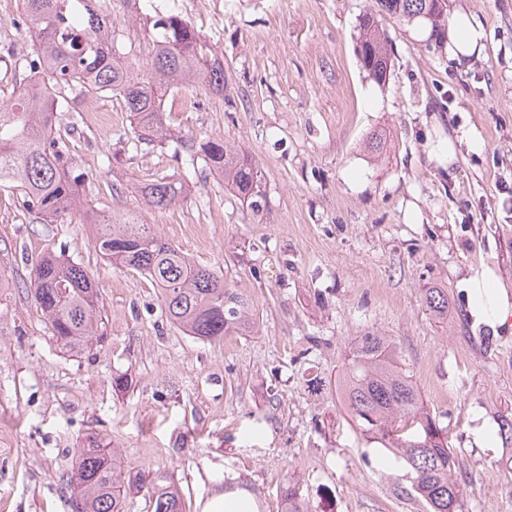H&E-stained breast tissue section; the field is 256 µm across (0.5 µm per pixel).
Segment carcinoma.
I'll return each mask as SVG.
<instances>
[{
	"mask_svg": "<svg viewBox=\"0 0 512 512\" xmlns=\"http://www.w3.org/2000/svg\"><path fill=\"white\" fill-rule=\"evenodd\" d=\"M34 29L29 78L41 91L23 85L13 100L0 106V186L21 191L36 216L58 217L82 204L68 140L55 132L57 113L68 112L90 95L111 93L130 112L139 143L163 146L171 138L161 109L166 93L197 80L224 92L223 64L195 30L175 15L143 19L151 34L152 57L145 74L117 45L112 20L99 13L96 0H21ZM378 10L358 23L356 51L362 69L378 84L390 71L391 48L380 18L423 20L444 46L448 14L437 0H377ZM190 158H199L258 217L267 206L264 173L250 153L221 138L181 142ZM187 191L169 175L139 188L147 209H163ZM86 223L94 226L95 251L107 261L149 276L160 288L169 319L197 339L220 341L253 331L256 317L248 296L228 286L214 269L199 265L168 242L136 209L105 216L88 207ZM34 297L51 325L52 338L67 353L80 354L103 339L102 316L90 276L78 263L51 251L34 265ZM425 305L436 317L448 316V292L430 288ZM344 404L367 441L386 449L398 464V479L425 503L427 512H457L463 498L453 478L458 467L445 430L423 406L420 394L401 366L395 343L368 333L355 344L342 380ZM118 449L96 440L80 449L71 472L60 477L70 489L69 506L82 512H127V494L145 492L151 512H186L182 491L156 471L125 475L115 461Z\"/></svg>",
	"mask_w": 512,
	"mask_h": 512,
	"instance_id": "cac0c4a2",
	"label": "carcinoma"
}]
</instances>
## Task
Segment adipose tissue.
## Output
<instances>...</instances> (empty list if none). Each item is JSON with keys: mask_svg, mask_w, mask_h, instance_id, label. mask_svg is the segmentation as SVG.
Returning a JSON list of instances; mask_svg holds the SVG:
<instances>
[{"mask_svg": "<svg viewBox=\"0 0 512 512\" xmlns=\"http://www.w3.org/2000/svg\"><path fill=\"white\" fill-rule=\"evenodd\" d=\"M485 40V29L474 15L461 10L451 15L446 47L449 58L465 61L481 50ZM465 294L468 314L474 322L512 329V298L491 273L481 272L469 278Z\"/></svg>", "mask_w": 512, "mask_h": 512, "instance_id": "ef3b65f1", "label": "adipose tissue"}]
</instances>
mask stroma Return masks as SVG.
I'll return each mask as SVG.
<instances>
[{
    "mask_svg": "<svg viewBox=\"0 0 512 512\" xmlns=\"http://www.w3.org/2000/svg\"><path fill=\"white\" fill-rule=\"evenodd\" d=\"M185 20L223 62L227 87L198 82L164 101L173 139L132 146L120 98L58 115L94 209H136L137 189L180 176L185 199L144 211L169 242L247 294L254 332L203 342L167 317L147 276L103 260L81 213L43 223L0 187V512H71L60 476L89 439L123 470L174 475L187 512L242 489L284 512L296 483L308 512H426L366 444L340 380L360 336L390 337L457 456L462 512H512V333L472 324L464 280L489 271L512 293V0H448L485 26L460 64L409 24L385 19V85L358 61L375 0H138ZM123 51L151 38L126 0H99ZM32 25L0 0V103L27 75ZM386 135L374 152L371 133ZM248 150L268 206L253 217L181 139ZM80 263L102 303L103 342L61 351L30 291L45 250ZM448 292V316L427 289ZM127 379L116 388L113 379Z\"/></svg>",
    "mask_w": 512,
    "mask_h": 512,
    "instance_id": "stroma-1",
    "label": "stroma"
}]
</instances>
